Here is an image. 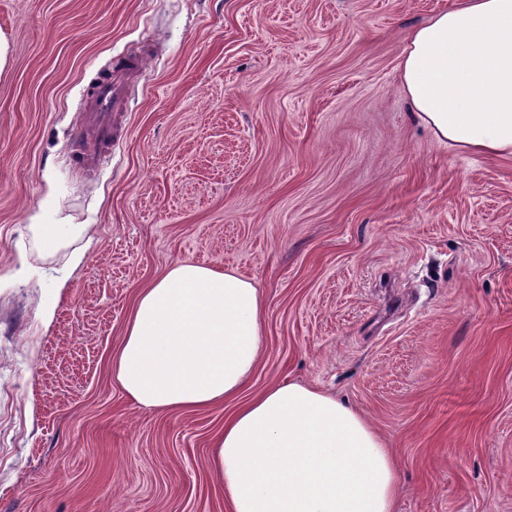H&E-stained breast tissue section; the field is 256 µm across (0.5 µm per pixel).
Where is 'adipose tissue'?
Returning a JSON list of instances; mask_svg holds the SVG:
<instances>
[{"mask_svg": "<svg viewBox=\"0 0 512 512\" xmlns=\"http://www.w3.org/2000/svg\"><path fill=\"white\" fill-rule=\"evenodd\" d=\"M418 119L458 150L512 157V0H458L409 32L399 64ZM262 301L231 270L179 262L141 289L112 371L138 405L234 398L263 349ZM210 469L229 512H394L396 464L363 416L295 383L243 402Z\"/></svg>", "mask_w": 512, "mask_h": 512, "instance_id": "adipose-tissue-1", "label": "adipose tissue"}]
</instances>
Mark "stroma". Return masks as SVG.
Segmentation results:
<instances>
[{"label": "stroma", "mask_w": 512, "mask_h": 512, "mask_svg": "<svg viewBox=\"0 0 512 512\" xmlns=\"http://www.w3.org/2000/svg\"><path fill=\"white\" fill-rule=\"evenodd\" d=\"M454 3L0 0V512H227L230 405L145 408L112 375L178 261L254 283L244 397L296 382L361 413L395 512H512V158L438 141L398 70ZM143 49L82 160L83 92Z\"/></svg>", "instance_id": "stroma-1"}]
</instances>
